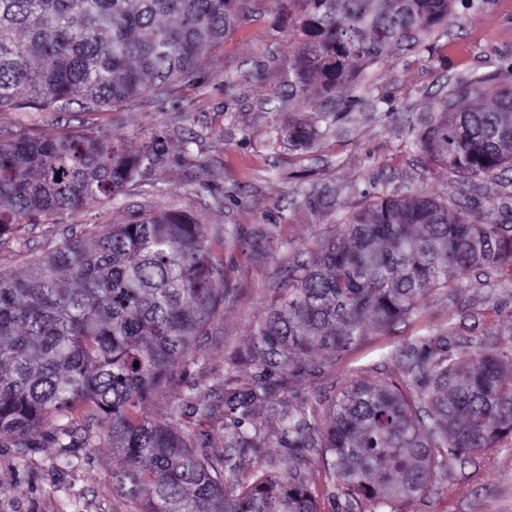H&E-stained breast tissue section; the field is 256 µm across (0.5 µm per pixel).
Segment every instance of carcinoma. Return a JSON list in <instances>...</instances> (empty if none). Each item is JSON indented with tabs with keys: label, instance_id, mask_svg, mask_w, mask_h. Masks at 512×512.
Segmentation results:
<instances>
[{
	"label": "carcinoma",
	"instance_id": "1",
	"mask_svg": "<svg viewBox=\"0 0 512 512\" xmlns=\"http://www.w3.org/2000/svg\"><path fill=\"white\" fill-rule=\"evenodd\" d=\"M451 0H274L288 16L296 51L257 78L288 80L292 97L318 85L328 95L357 69L448 21ZM249 10L247 0H0V109L88 112L167 93L199 56ZM475 80L423 118L418 145L436 166L466 180L512 167V87L486 102ZM320 129L288 128L307 146ZM155 135L129 149L112 134L54 130L0 140V237L41 218L110 199L167 166ZM212 245L177 212L106 224L41 257L32 274L0 273V437L18 458L42 446L92 448L72 423L101 417L112 452V492L128 512H318L302 464L321 467L347 490L353 512H402L450 466L512 434V374L482 345L477 357L448 354V335L395 357L396 379L354 383L328 403L282 415L288 456L269 457L256 419L274 409L307 371L304 356L336 352L364 337L369 318L387 330L425 295L474 270L512 267V234L452 201L423 192L383 198L353 213L340 233L304 252L288 270V294L272 303L233 364L260 372L224 381V446L194 449L163 415L135 411L158 397L201 406L195 386L174 376L196 336L243 288L224 278V249L239 241L224 226Z\"/></svg>",
	"mask_w": 512,
	"mask_h": 512
}]
</instances>
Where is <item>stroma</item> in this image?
Here are the masks:
<instances>
[{
  "mask_svg": "<svg viewBox=\"0 0 512 512\" xmlns=\"http://www.w3.org/2000/svg\"><path fill=\"white\" fill-rule=\"evenodd\" d=\"M296 48L288 20L269 0H253L251 10L204 52L195 74L165 96L146 94L133 102L87 112L71 104L65 112L0 109V131L39 134L65 125L74 132L104 128L130 148L163 133L171 163L122 193L90 200L62 214L0 238V272L31 274L34 262L65 238L101 224H124L147 211H173L201 218L205 237L237 225L240 242L224 254V273L246 283L249 292L225 305L223 313L197 337L184 365V378L205 396L217 398L227 377L247 379L251 368L228 364L231 350L247 346L257 321L288 282V260L320 239L338 233L367 200L409 195L420 190L441 200L476 208L487 221L503 224L512 215V170L475 182L429 166L411 132L423 112L439 114L461 77H484L490 89L512 84V0H454L448 23L422 37L417 48L397 49L352 82L327 97L309 87L289 108L277 109L287 84L269 85L257 73L283 63ZM234 80L235 95L224 93ZM333 109L330 132L308 147L288 144L281 128L315 123ZM222 168V183L206 186L181 161L184 149ZM440 333L450 353L478 351L492 343L512 354V276L498 271L468 276L459 287L422 298L415 313L393 329L366 326L363 341L337 352L333 367L313 370L304 385L289 387L279 410L259 409L274 458L286 454L279 442L280 414L338 395L356 381L394 376L393 355L401 348ZM145 414L169 415L198 450L220 451L224 413L201 419L174 399L158 398ZM90 428L91 448H36L17 459L8 441H0V512H127L112 493L113 455L105 425ZM70 465H59L61 457ZM404 512H512V438L485 454L455 464L447 480Z\"/></svg>",
  "mask_w": 512,
  "mask_h": 512,
  "instance_id": "1",
  "label": "stroma"
}]
</instances>
